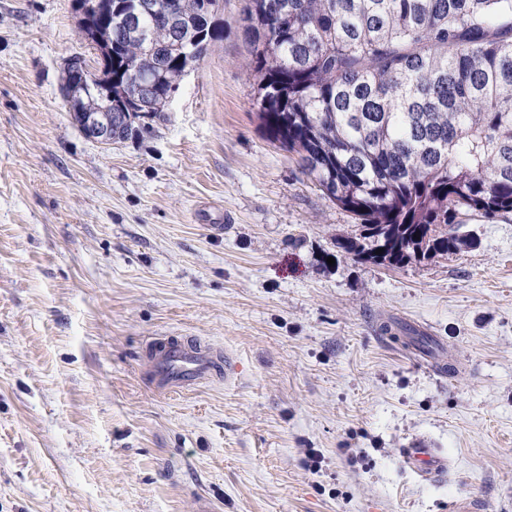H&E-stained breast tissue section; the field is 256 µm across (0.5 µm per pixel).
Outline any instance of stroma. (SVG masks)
I'll use <instances>...</instances> for the list:
<instances>
[{
    "mask_svg": "<svg viewBox=\"0 0 512 512\" xmlns=\"http://www.w3.org/2000/svg\"><path fill=\"white\" fill-rule=\"evenodd\" d=\"M222 5L164 120L107 147L61 95L97 63L72 0H0V512H512V214H463L451 257L338 255L357 220L270 139ZM168 335L215 369L158 391ZM400 458L405 467L424 480L441 476L448 471V457L437 448L418 442L403 448Z\"/></svg>",
    "mask_w": 512,
    "mask_h": 512,
    "instance_id": "obj_1",
    "label": "stroma"
}]
</instances>
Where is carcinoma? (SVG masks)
<instances>
[{"mask_svg":"<svg viewBox=\"0 0 512 512\" xmlns=\"http://www.w3.org/2000/svg\"><path fill=\"white\" fill-rule=\"evenodd\" d=\"M177 31L112 38V111L127 138L165 118L186 50L224 35L201 0H178ZM259 116L323 195L361 220L338 252L387 267L473 246L461 210L512 213V0H246ZM92 47L107 37L81 30ZM155 47L150 51L148 46ZM154 72L150 97L126 82ZM381 236L391 257L367 242Z\"/></svg>","mask_w":512,"mask_h":512,"instance_id":"carcinoma-1","label":"carcinoma"}]
</instances>
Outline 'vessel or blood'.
I'll use <instances>...</instances> for the list:
<instances>
[{
    "mask_svg": "<svg viewBox=\"0 0 512 512\" xmlns=\"http://www.w3.org/2000/svg\"><path fill=\"white\" fill-rule=\"evenodd\" d=\"M150 356L159 371V388H183L204 378L213 367L207 350L189 344L177 336H161L149 344ZM400 458L405 467L425 480L445 474L448 458L438 449L416 443L402 449Z\"/></svg>",
    "mask_w": 512,
    "mask_h": 512,
    "instance_id": "1",
    "label": "vessel or blood"
}]
</instances>
